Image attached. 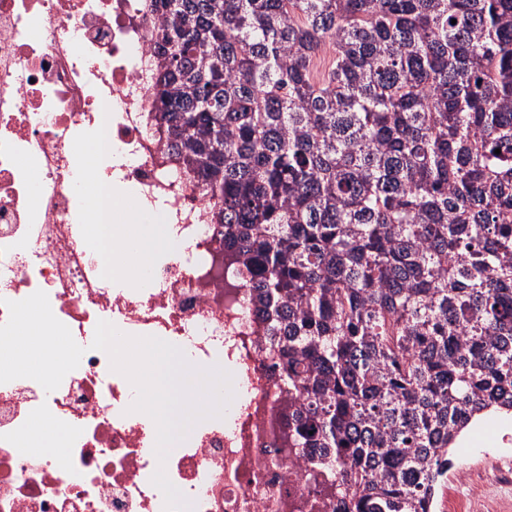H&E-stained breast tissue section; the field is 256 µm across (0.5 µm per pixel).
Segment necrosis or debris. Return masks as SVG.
Listing matches in <instances>:
<instances>
[{
    "label": "necrosis or debris",
    "instance_id": "4bbe7bcc",
    "mask_svg": "<svg viewBox=\"0 0 512 512\" xmlns=\"http://www.w3.org/2000/svg\"><path fill=\"white\" fill-rule=\"evenodd\" d=\"M158 25L152 0H0V324L7 302L40 290L85 348L54 391L0 383V512H164L160 467L193 512H292L309 496L267 325L224 264L214 200L155 117ZM118 188L162 215L173 246L131 291L112 285L118 244L87 233L86 197L108 206ZM102 320L196 366H231L234 428L201 421L159 462L134 388L91 347Z\"/></svg>",
    "mask_w": 512,
    "mask_h": 512
}]
</instances>
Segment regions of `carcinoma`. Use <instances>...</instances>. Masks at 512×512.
Returning a JSON list of instances; mask_svg holds the SVG:
<instances>
[{
	"label": "carcinoma",
	"instance_id": "carcinoma-1",
	"mask_svg": "<svg viewBox=\"0 0 512 512\" xmlns=\"http://www.w3.org/2000/svg\"><path fill=\"white\" fill-rule=\"evenodd\" d=\"M157 2L159 120L270 323L305 481L431 512L449 445L512 412V0Z\"/></svg>",
	"mask_w": 512,
	"mask_h": 512
}]
</instances>
